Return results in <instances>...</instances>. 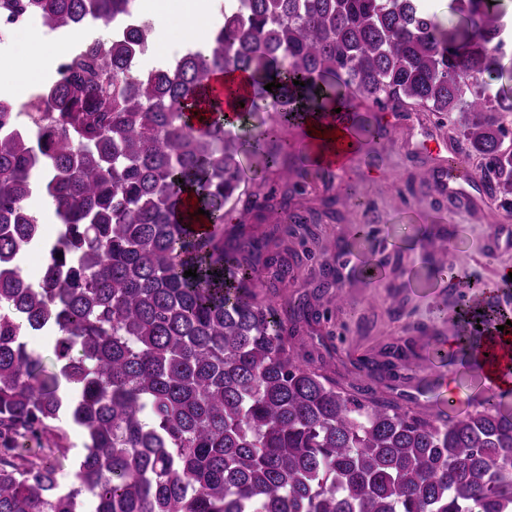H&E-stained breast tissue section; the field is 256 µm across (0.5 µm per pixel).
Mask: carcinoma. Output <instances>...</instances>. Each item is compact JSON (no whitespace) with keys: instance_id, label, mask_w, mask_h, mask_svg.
Here are the masks:
<instances>
[{"instance_id":"obj_1","label":"carcinoma","mask_w":512,"mask_h":512,"mask_svg":"<svg viewBox=\"0 0 512 512\" xmlns=\"http://www.w3.org/2000/svg\"><path fill=\"white\" fill-rule=\"evenodd\" d=\"M121 0H0V12L36 10L49 29L108 22ZM466 26L449 30L423 0H224L207 48L144 77L119 65L138 40L83 45L33 106L41 149L0 124V512H512V413L501 397L450 422L347 388L296 348L299 324L323 318L309 303L280 305L297 263L246 233L265 203L224 208L246 194L242 154L261 156L254 179L283 182L282 233L310 257L322 214L301 199L322 166L303 156L299 180L280 172L293 145L283 124L360 98L385 109L459 113L465 155L496 180L512 207V151L503 114L512 94L497 34L502 0H452ZM248 74L234 121L209 103L211 76ZM300 84H294V81ZM276 81L281 87L267 91ZM209 104L210 117L187 111ZM273 106L278 121L262 112ZM269 142L278 143L274 152ZM37 194L60 224L45 240ZM206 216L192 228L185 195ZM361 209L353 185L323 201ZM46 253L28 282L23 255ZM197 277H186L187 270ZM261 284L269 298L259 297ZM485 314L462 317L457 343L495 359ZM49 337L55 369L26 337ZM84 452L71 478L58 458L23 447L28 434L65 455L67 428Z\"/></svg>"}]
</instances>
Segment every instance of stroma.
I'll list each match as a JSON object with an SVG mask.
<instances>
[{"instance_id":"1","label":"stroma","mask_w":512,"mask_h":512,"mask_svg":"<svg viewBox=\"0 0 512 512\" xmlns=\"http://www.w3.org/2000/svg\"><path fill=\"white\" fill-rule=\"evenodd\" d=\"M356 110L362 117L361 151L338 171L336 182L355 185L365 206L320 225L321 247L296 270L279 299L303 296L325 312V320L303 327L298 347L340 386L363 379L378 395L421 414L475 411L483 398L475 375L458 364L435 361L431 349L447 344L460 319V281L475 276L493 282L501 267L512 266V247L497 239L501 225H512V212L489 200L490 189L479 180L463 184L464 207L407 188L412 174L447 160V151L431 154L422 145L456 137L452 121L437 123L413 106L388 110L385 119L398 120L399 130L378 143L367 133L375 123V106L360 99ZM426 224L447 233L421 236ZM447 248L459 255L457 276L450 280L432 261ZM365 263L378 266L376 279L360 275ZM340 293L346 305L337 304ZM361 356L370 359L369 370L357 371L355 360ZM448 377L455 381L449 398L436 388Z\"/></svg>"}]
</instances>
